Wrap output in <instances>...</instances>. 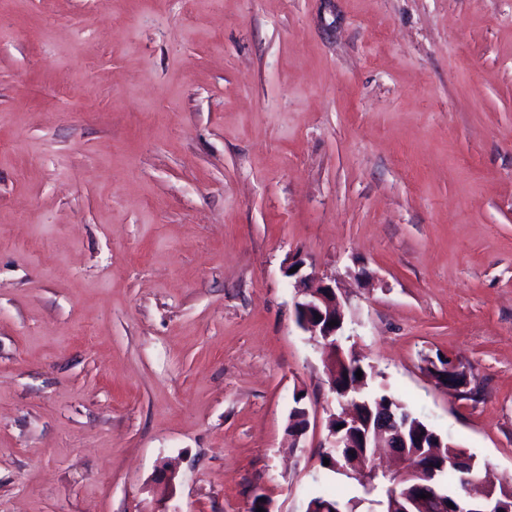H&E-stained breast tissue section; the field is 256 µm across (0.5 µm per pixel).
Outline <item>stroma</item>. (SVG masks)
<instances>
[{"label": "stroma", "instance_id": "1", "mask_svg": "<svg viewBox=\"0 0 512 512\" xmlns=\"http://www.w3.org/2000/svg\"><path fill=\"white\" fill-rule=\"evenodd\" d=\"M296 258L512 483V0H0V512L351 497Z\"/></svg>", "mask_w": 512, "mask_h": 512}]
</instances>
